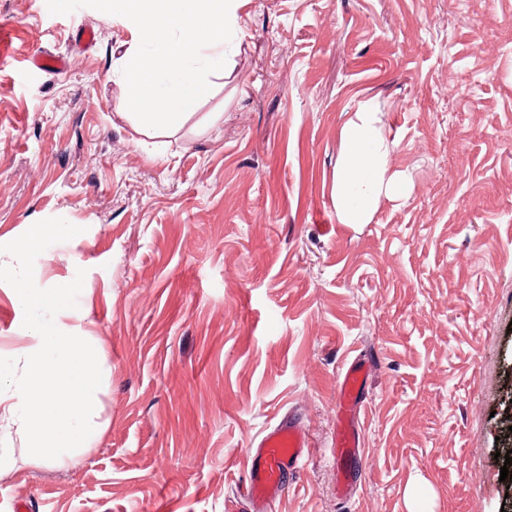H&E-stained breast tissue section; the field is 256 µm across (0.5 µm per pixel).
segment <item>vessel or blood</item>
Instances as JSON below:
<instances>
[{"instance_id": "b4317fda", "label": "vessel or blood", "mask_w": 512, "mask_h": 512, "mask_svg": "<svg viewBox=\"0 0 512 512\" xmlns=\"http://www.w3.org/2000/svg\"><path fill=\"white\" fill-rule=\"evenodd\" d=\"M367 374L365 363L355 360L345 365L336 394V403L344 412L349 414L360 402ZM309 446V434L301 421L289 414L280 417L247 451L244 496L262 507L279 499L290 479L303 468ZM359 453V435L348 418L336 433L335 454L341 459Z\"/></svg>"}]
</instances>
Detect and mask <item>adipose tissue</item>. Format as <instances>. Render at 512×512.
<instances>
[{"label": "adipose tissue", "mask_w": 512, "mask_h": 512, "mask_svg": "<svg viewBox=\"0 0 512 512\" xmlns=\"http://www.w3.org/2000/svg\"><path fill=\"white\" fill-rule=\"evenodd\" d=\"M369 107L355 112L343 129L350 150L333 187L343 224L369 223L385 198L404 195L406 183L387 163L389 143ZM65 224L38 225L9 251H0V276L25 314L18 328L26 339L10 362L0 363V423L14 428L32 458L63 463L93 447L104 432L95 395L103 370V346L86 333V311L66 281L32 285L29 252L67 238Z\"/></svg>", "instance_id": "1"}]
</instances>
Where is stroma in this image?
<instances>
[{
  "label": "stroma",
  "instance_id": "obj_1",
  "mask_svg": "<svg viewBox=\"0 0 512 512\" xmlns=\"http://www.w3.org/2000/svg\"><path fill=\"white\" fill-rule=\"evenodd\" d=\"M239 21L230 73L155 139L122 114L123 17L0 0V249L76 227L28 261L82 291L106 425L63 464L0 436L17 460L0 512H224L288 413L313 446L269 512H512L495 457L512 424V0H247ZM365 103L410 189L342 224V128ZM22 318L0 287L2 361ZM356 358L362 452L341 494L336 392Z\"/></svg>",
  "mask_w": 512,
  "mask_h": 512
}]
</instances>
